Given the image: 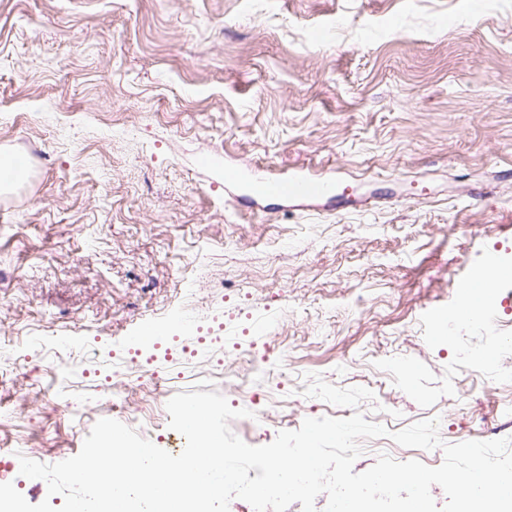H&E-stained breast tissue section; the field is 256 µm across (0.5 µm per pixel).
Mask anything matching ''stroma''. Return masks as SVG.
<instances>
[{
  "label": "stroma",
  "mask_w": 512,
  "mask_h": 512,
  "mask_svg": "<svg viewBox=\"0 0 512 512\" xmlns=\"http://www.w3.org/2000/svg\"><path fill=\"white\" fill-rule=\"evenodd\" d=\"M0 468L76 455L125 342L191 315L183 358L133 405L219 391L237 342L277 364L253 391L283 429L353 412L361 440L430 467L391 432L512 438V275L491 323L455 316L487 257L512 251V0H0ZM329 179L332 198L259 199L224 172ZM88 336L108 346L79 357ZM64 356L40 369L32 338ZM28 350L29 359L16 356ZM375 399L304 396L306 377Z\"/></svg>",
  "instance_id": "1"
}]
</instances>
